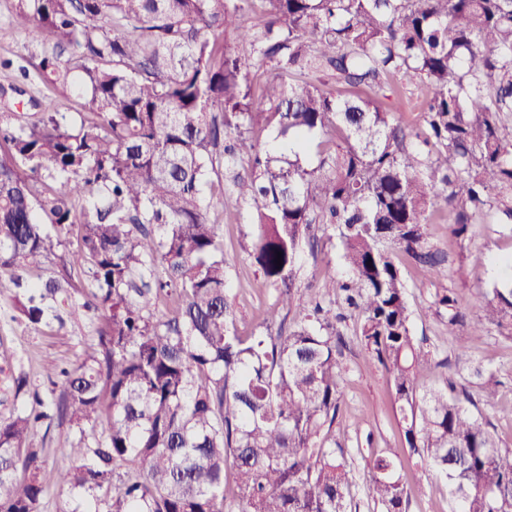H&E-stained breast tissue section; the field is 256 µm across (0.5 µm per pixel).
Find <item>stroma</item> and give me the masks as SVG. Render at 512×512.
I'll return each instance as SVG.
<instances>
[{
	"instance_id": "stroma-1",
	"label": "stroma",
	"mask_w": 512,
	"mask_h": 512,
	"mask_svg": "<svg viewBox=\"0 0 512 512\" xmlns=\"http://www.w3.org/2000/svg\"><path fill=\"white\" fill-rule=\"evenodd\" d=\"M14 9L15 0H0V87L9 90L6 98H0V126H15L17 115L32 112L36 99H53L59 111L77 114L81 99L72 87L47 84L37 68L40 59L53 52L54 38L35 24L16 26ZM229 184V176L209 174L202 195L210 222L220 227L224 255L230 262L228 286L235 301L237 330L240 335L252 336L262 332L264 314L276 293L244 250L256 223L255 208L236 201L228 191ZM221 186L226 193L220 198L216 192ZM450 221L447 210L436 206L426 226L430 245L447 255L441 277L426 280L407 256L398 258L412 311L413 333L432 354L430 366L417 376V388L423 391L443 386L452 364L459 369L455 381L460 386H471L473 368L492 374L499 382L498 398L495 405L482 406L481 411L491 421L500 445L512 448V338L488 326L479 341L470 342V327L449 328L446 317L437 315L434 307L437 293L446 288L454 290L469 308L480 305L498 282L491 273L493 262L512 255V224H498L491 218L480 220L470 226L465 241L458 242L448 236ZM320 246L319 258L304 260L301 288L314 290L325 274H344L340 240L324 239ZM91 292L88 276H81L61 319L34 327L16 308L17 288L9 276L0 275V420L26 410L32 393L51 401L58 399L61 388L48 380L43 370L45 359L69 368L97 357L100 320L87 308ZM355 326L352 316L340 325L346 341L342 358L346 373L341 413L333 427L337 446L344 449L348 463L359 476L352 489V512H379L360 476L373 458L389 453L398 455L403 477L411 488L404 512H449L446 480L403 447L391 384L382 368L370 363ZM20 378L26 382L21 391L16 388ZM107 428L102 421L82 432L56 418L37 427L30 445L39 449L44 461L39 512H74L79 507L82 494L69 492L57 482L58 471L74 464L65 450L101 438Z\"/></svg>"
}]
</instances>
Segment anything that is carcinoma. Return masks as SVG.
Here are the masks:
<instances>
[{"label":"carcinoma","mask_w":512,"mask_h":512,"mask_svg":"<svg viewBox=\"0 0 512 512\" xmlns=\"http://www.w3.org/2000/svg\"><path fill=\"white\" fill-rule=\"evenodd\" d=\"M14 21L55 37L60 53L38 69L68 85V53L83 99L78 123L37 101L0 127V272L22 290L18 310L36 327L76 288L68 272L28 280L59 245L50 224L77 228L81 250L62 263L87 270L101 316L92 363H44L64 378L58 418L109 422L94 445L64 449L80 464L58 481L87 494L80 512H348L356 476L329 444L346 347L338 296L394 386L409 452L448 480L451 512H512V448L465 407L473 394L451 372L416 387L431 354L395 263L402 252L440 275L424 229L434 205L455 239L489 214L512 224V0H15ZM395 77L424 91L418 129L400 119ZM259 122L275 148L246 142ZM243 150L251 172L233 193L257 211L244 249L276 291L267 325L294 305L304 246L318 257L310 225L343 246L347 275L326 277L286 334H238L223 240L202 205L208 173ZM435 305L448 327L470 324L472 342L488 324L512 332V278L474 311L449 289ZM475 377L492 402L493 377ZM52 415L36 392L0 421V512H39L42 460L25 441ZM400 469L383 455L363 474L383 512H404Z\"/></svg>","instance_id":"1"}]
</instances>
